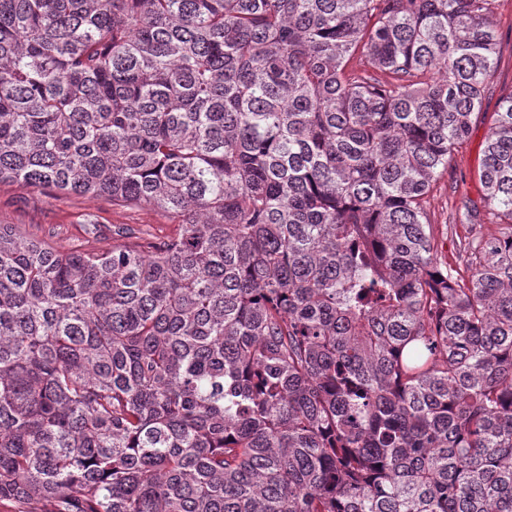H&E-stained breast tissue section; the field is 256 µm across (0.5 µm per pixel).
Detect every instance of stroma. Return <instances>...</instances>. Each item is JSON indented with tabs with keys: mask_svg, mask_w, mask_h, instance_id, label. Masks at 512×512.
I'll use <instances>...</instances> for the list:
<instances>
[{
	"mask_svg": "<svg viewBox=\"0 0 512 512\" xmlns=\"http://www.w3.org/2000/svg\"><path fill=\"white\" fill-rule=\"evenodd\" d=\"M495 23L497 56L495 75L488 86L481 114L473 124L467 143L456 152L447 173L430 199L432 223L448 227L445 244L456 252L465 230L452 222L454 206L461 200L480 201L483 185L480 179L486 138L494 112L503 98L512 95V0H498ZM100 225V238H90L84 231L88 221ZM0 224H15L28 235L43 239L62 251L75 248L112 245V227L124 224L140 236L154 240L172 233L173 215L148 206H115L103 200L25 189L11 183L0 184Z\"/></svg>",
	"mask_w": 512,
	"mask_h": 512,
	"instance_id": "1",
	"label": "stroma"
}]
</instances>
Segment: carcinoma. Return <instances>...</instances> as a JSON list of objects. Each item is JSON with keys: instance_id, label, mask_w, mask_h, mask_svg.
<instances>
[{"instance_id": "cac0c4a2", "label": "carcinoma", "mask_w": 512, "mask_h": 512, "mask_svg": "<svg viewBox=\"0 0 512 512\" xmlns=\"http://www.w3.org/2000/svg\"><path fill=\"white\" fill-rule=\"evenodd\" d=\"M495 6L0 0V184L179 219L0 224V504L512 512V96L458 207L498 234L428 211Z\"/></svg>"}]
</instances>
